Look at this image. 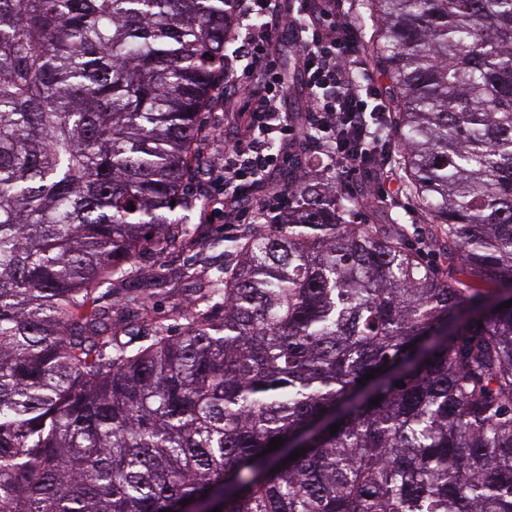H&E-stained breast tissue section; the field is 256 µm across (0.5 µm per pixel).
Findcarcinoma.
Segmentation results:
<instances>
[{"mask_svg":"<svg viewBox=\"0 0 512 512\" xmlns=\"http://www.w3.org/2000/svg\"><path fill=\"white\" fill-rule=\"evenodd\" d=\"M233 3L0 0V512H512V0L368 2L443 262L304 181L179 332L93 307L187 240Z\"/></svg>","mask_w":512,"mask_h":512,"instance_id":"carcinoma-1","label":"carcinoma"}]
</instances>
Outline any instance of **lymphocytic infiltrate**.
<instances>
[{
	"mask_svg": "<svg viewBox=\"0 0 512 512\" xmlns=\"http://www.w3.org/2000/svg\"><path fill=\"white\" fill-rule=\"evenodd\" d=\"M234 10L252 19L253 31L239 48L244 67L224 101L238 129L224 143L225 213L240 208L267 223L279 222L288 193L267 179L281 160L271 146H296L304 138V125L316 130V141L340 171L343 185L369 178L375 182L374 198H388L392 144L379 135L388 101L376 85L359 77L365 61L345 0H322L313 16L306 5L287 8L282 0H235ZM289 32L300 46L298 71L307 91L298 121L284 109L288 84L276 58V43Z\"/></svg>",
	"mask_w": 512,
	"mask_h": 512,
	"instance_id": "f902f5d3",
	"label": "lymphocytic infiltrate"
}]
</instances>
